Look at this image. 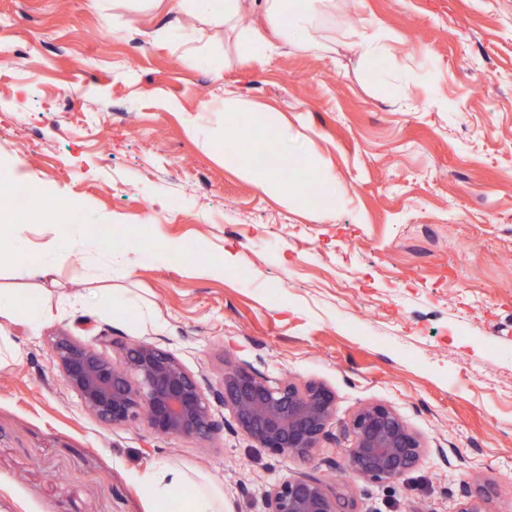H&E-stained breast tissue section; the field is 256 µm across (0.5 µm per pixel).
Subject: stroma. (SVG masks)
Segmentation results:
<instances>
[{"instance_id":"stroma-1","label":"stroma","mask_w":512,"mask_h":512,"mask_svg":"<svg viewBox=\"0 0 512 512\" xmlns=\"http://www.w3.org/2000/svg\"><path fill=\"white\" fill-rule=\"evenodd\" d=\"M371 22L391 40L368 76L347 47L243 58L222 23L168 0H0V172L51 206L19 234L44 250L77 212L87 241L49 281L0 265L1 287L52 311L0 318V512H158L138 477L159 459L220 486L226 512H263L302 475L357 512H458L470 493L512 512V0H338L311 31ZM228 89L330 174L334 218L265 193L191 130L197 116L223 136L206 105ZM228 252L223 276L199 274ZM107 289L122 304L100 306ZM103 329L214 383L242 362L324 383L339 429L391 406L424 454L380 483L346 471L344 440L305 463L226 431L103 425L50 352L58 332Z\"/></svg>"}]
</instances>
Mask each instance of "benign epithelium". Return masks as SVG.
Wrapping results in <instances>:
<instances>
[{
    "instance_id": "benign-epithelium-1",
    "label": "benign epithelium",
    "mask_w": 512,
    "mask_h": 512,
    "mask_svg": "<svg viewBox=\"0 0 512 512\" xmlns=\"http://www.w3.org/2000/svg\"><path fill=\"white\" fill-rule=\"evenodd\" d=\"M111 334L85 342L68 332L52 337V361L63 382L99 422L112 427L143 422L160 436L208 442L222 429L214 406L229 411L233 430L273 456L311 462L332 432L336 396L321 382L272 381L248 363L224 368L216 386L191 372L157 341L121 346L117 359L106 349ZM346 470L375 482L412 471L424 446L394 409L368 404L344 426ZM265 512H355L325 481L286 479L265 494Z\"/></svg>"
}]
</instances>
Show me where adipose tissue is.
<instances>
[{
    "label": "adipose tissue",
    "instance_id": "adipose-tissue-1",
    "mask_svg": "<svg viewBox=\"0 0 512 512\" xmlns=\"http://www.w3.org/2000/svg\"><path fill=\"white\" fill-rule=\"evenodd\" d=\"M177 12L187 10L211 18L223 20L225 27L235 29L236 20L246 10L262 15L263 26L237 32L239 51L245 56H267L279 46L318 51L321 43L310 33L306 19L314 14L330 15L336 11V0H173ZM224 137L212 141L211 146L221 151L225 159L237 163L253 179L255 184L271 194L301 201L302 189L291 188L283 178L284 170L297 166V158L288 151V134L279 132L269 138L263 125H252L250 136L258 140H269L272 157L264 165L252 162L251 151L239 140L240 120L250 116L252 105L234 91L224 93ZM77 236H69L65 244L35 255L29 254L22 238H14L6 247L7 255L16 257L18 275L45 279L54 273L57 263L72 250L81 248ZM141 483L157 500L169 504H181L183 512H224V494L208 486L191 485L180 470L159 464L144 472Z\"/></svg>",
    "mask_w": 512,
    "mask_h": 512
}]
</instances>
